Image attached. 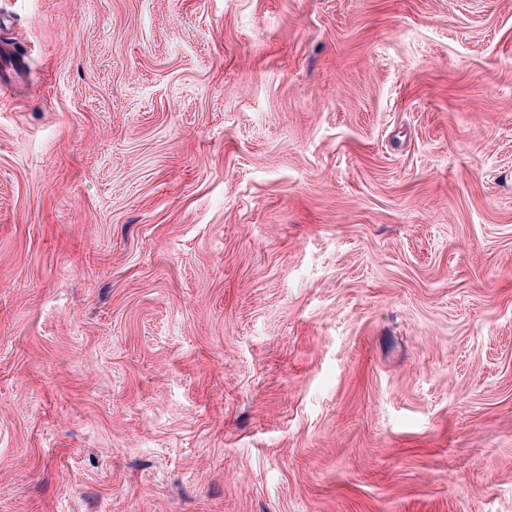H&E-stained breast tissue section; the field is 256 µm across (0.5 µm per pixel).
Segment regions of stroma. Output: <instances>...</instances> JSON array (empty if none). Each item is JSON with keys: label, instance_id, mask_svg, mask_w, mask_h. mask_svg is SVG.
Wrapping results in <instances>:
<instances>
[{"label": "stroma", "instance_id": "stroma-1", "mask_svg": "<svg viewBox=\"0 0 512 512\" xmlns=\"http://www.w3.org/2000/svg\"><path fill=\"white\" fill-rule=\"evenodd\" d=\"M0 512H512V0H0Z\"/></svg>", "mask_w": 512, "mask_h": 512}]
</instances>
